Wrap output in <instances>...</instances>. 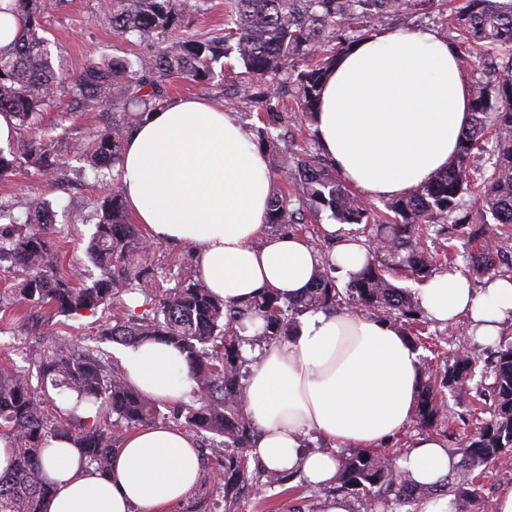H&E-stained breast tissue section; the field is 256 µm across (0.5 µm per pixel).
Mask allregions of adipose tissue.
<instances>
[{
  "label": "adipose tissue",
  "mask_w": 512,
  "mask_h": 512,
  "mask_svg": "<svg viewBox=\"0 0 512 512\" xmlns=\"http://www.w3.org/2000/svg\"><path fill=\"white\" fill-rule=\"evenodd\" d=\"M470 101L453 44L432 29L381 27L338 57L313 131L360 196L397 198L447 168L470 122ZM118 170L126 208L148 241L187 246L199 276L225 304L267 290L294 300L323 260L355 272L369 259L352 235L325 259L295 233H266V157L223 106L165 102L128 131ZM416 302L439 324L467 320L490 346L512 325V277L487 279L477 290L461 273L445 271L419 288ZM243 356L252 362L243 404L256 458L271 470L301 469L315 485L335 481V450L385 445L416 406L418 351L391 321L359 311L305 312L287 339L244 346ZM120 367L141 393L170 404L196 388L184 356L165 344L121 347ZM310 432L330 450L303 453ZM457 463L436 433L417 437L398 461L423 486L439 484ZM40 468L55 487L47 512H170L203 475L193 434L161 423L124 436L107 472L66 439L44 450Z\"/></svg>",
  "instance_id": "ef3b65f1"
}]
</instances>
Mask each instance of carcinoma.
I'll return each instance as SVG.
<instances>
[{
	"label": "carcinoma",
	"mask_w": 512,
	"mask_h": 512,
	"mask_svg": "<svg viewBox=\"0 0 512 512\" xmlns=\"http://www.w3.org/2000/svg\"><path fill=\"white\" fill-rule=\"evenodd\" d=\"M13 5L25 24L17 41L0 48V113H8L15 130L26 132L28 139L18 153L0 150V179L22 167L53 176L57 160L37 138L36 124L57 86L70 85L76 107L95 104L112 114L106 126L78 146L97 173L120 162L126 131L166 102L164 84L171 76L209 82L216 75L215 64L231 50L244 68L234 84L240 100L266 103L258 140L268 137L275 122L277 105L271 89L280 82L291 83L303 119L311 122L323 79L339 54L352 45L342 40L330 46L338 32L353 20L370 31L387 14L414 7L417 0H229L224 36L211 40L172 34L189 10L188 0H108L105 15L112 30L125 37H151L158 41L157 49L134 60L115 56L91 62L68 76L55 71L47 41L40 35L42 19L55 0H13ZM453 18L462 43L485 55L478 59L480 76L471 85L470 126L448 169L407 196L388 201V214L381 216L315 156L304 153L289 172L292 190L272 191L269 224L286 229L305 223L308 213L316 219L327 211L340 224L383 225L386 234L374 237L377 251L398 260L413 277L426 280L437 270V262L419 238L430 233L453 237L468 226L466 217L455 212L474 184L473 150L491 127L495 160L482 178L479 202L492 223L512 230V0H454ZM95 219L86 254L98 274L88 285L73 281L59 268L54 248L60 231L54 227L50 201L32 204L22 222L11 206L0 202V263H8L7 270L22 276L21 303L69 318L85 311L104 312L120 294L139 291L150 306L148 312L105 322L101 336L125 345L163 341L179 348L197 384V399L165 414L164 404L141 394L121 371H106L100 351H78L62 338L47 350H32L34 375L1 367L0 437L12 440L13 469L0 476V512H46L54 486L40 475V459L51 440L73 439L86 462L105 472L122 435L119 427L166 420L224 438L226 492L241 483L284 486L297 472L266 470L251 455L255 428L242 405L244 321H263L252 337L254 344L290 335L297 317L309 310L340 307L348 300L366 312L384 310L410 326L420 323L414 296L388 278L386 267L372 261L352 274L343 291L332 276L336 267L324 261L306 294L293 302L269 290L242 306H226L194 270L175 287L160 291L151 249L128 221L119 181H113L112 191L100 198ZM469 236L485 245L463 256L467 276L475 281L495 275L498 246L483 230H472ZM474 363L475 354L464 350L441 369L423 368L414 418L424 427L447 418L449 396L470 409L483 399L491 401L489 417L477 419L475 431L464 438L456 470L442 483L422 488L391 456L356 448L337 456L335 491L354 498L362 512L392 502L411 507L435 491L454 495L458 512H469L479 500L474 471L512 453V339L504 336L494 346L491 382L476 391L469 385ZM47 382L74 404L66 409L46 405L42 384ZM83 403L116 416L115 422L88 423L78 414Z\"/></svg>",
	"instance_id": "1"
}]
</instances>
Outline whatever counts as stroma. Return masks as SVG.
Returning <instances> with one entry per match:
<instances>
[{
  "label": "stroma",
  "instance_id": "obj_1",
  "mask_svg": "<svg viewBox=\"0 0 512 512\" xmlns=\"http://www.w3.org/2000/svg\"><path fill=\"white\" fill-rule=\"evenodd\" d=\"M192 8L185 24L189 33L200 38L217 36L224 31L227 0H190ZM104 0H59L57 6L42 20L54 68L63 74L78 72L88 63L115 56L135 58L150 53L155 43L135 37H120L113 33L104 18ZM385 26L416 29L432 28L449 41H458L457 30L451 27L440 4L420 10H406L389 15ZM227 70L208 83H198L180 76L170 77L165 90L168 99L183 97L205 98L224 102L232 91L236 58H226ZM68 88H57L51 104L40 121L46 149L58 155L63 166L55 183H47L34 170L21 169L0 180V201L12 203L17 217H24L31 202L47 199L57 213L61 226H71L69 236L58 243V262L67 270L86 269L84 247L93 230L94 210L99 197L112 188V171L94 176L82 157L74 153L73 144L87 140L102 128L106 115L101 108H73ZM153 261L164 287H174L193 263L190 249L169 244L152 247ZM13 274L0 268V311H7L11 320L0 327V365L25 368L29 365V349L49 347L55 337L65 336L80 349L95 348L105 353L110 364H117L118 343L100 341L101 314L84 312L69 320L49 316L46 311L26 310L18 305ZM426 334L437 339L439 353L421 349L420 358L430 366H443L460 349L481 352L482 347L468 335L464 323L447 328L427 322ZM202 453L203 477L174 512H319L324 489L309 487L303 479H295L291 488L275 487L259 492L243 489L236 505L224 498V449L216 438L198 435Z\"/></svg>",
  "mask_w": 512,
  "mask_h": 512
}]
</instances>
